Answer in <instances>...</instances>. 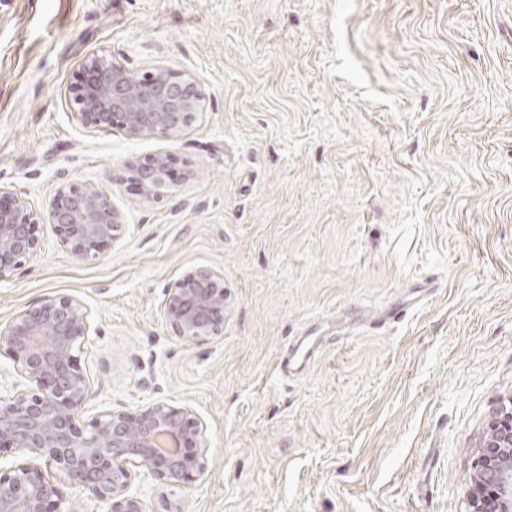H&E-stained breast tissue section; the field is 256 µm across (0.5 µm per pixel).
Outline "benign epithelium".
I'll return each instance as SVG.
<instances>
[{
  "instance_id": "7a95c632",
  "label": "benign epithelium",
  "mask_w": 512,
  "mask_h": 512,
  "mask_svg": "<svg viewBox=\"0 0 512 512\" xmlns=\"http://www.w3.org/2000/svg\"><path fill=\"white\" fill-rule=\"evenodd\" d=\"M75 117L98 129L121 128L131 138L179 137L202 107L196 80L164 67L140 78L103 56L87 60L72 87ZM131 179L147 198L169 190L170 160L158 153L132 166ZM54 225L58 244L80 259H96L122 226L111 194L100 187L62 185L46 214L0 187V281L43 248L42 219ZM164 319L173 335L204 341L224 329V273L199 268L167 288ZM92 314L80 300L52 295L21 311L4 329L9 351L26 385L0 398V448L25 451L23 462L0 472V512H61L62 495L50 469L63 472L94 505L108 512H143L131 491L137 468L170 486L202 474L195 449L202 431L194 412L155 402L138 410H108L80 425L95 397L76 352L89 335ZM471 478L491 486L493 508L472 500L470 512H512V396L501 400L487 425Z\"/></svg>"
}]
</instances>
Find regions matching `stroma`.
<instances>
[{"label":"stroma","instance_id":"stroma-1","mask_svg":"<svg viewBox=\"0 0 512 512\" xmlns=\"http://www.w3.org/2000/svg\"><path fill=\"white\" fill-rule=\"evenodd\" d=\"M95 55L191 75L201 111L174 139L79 123ZM160 152L147 198L130 167ZM64 183L123 226L87 261L40 224L0 328L77 298L89 416L194 411L203 473L139 472L146 512H469L512 395V0H0V187L43 211ZM201 267L224 330L188 341L164 290ZM132 180L147 198L159 197L169 190L170 160L158 153L144 157L132 166Z\"/></svg>","mask_w":512,"mask_h":512}]
</instances>
